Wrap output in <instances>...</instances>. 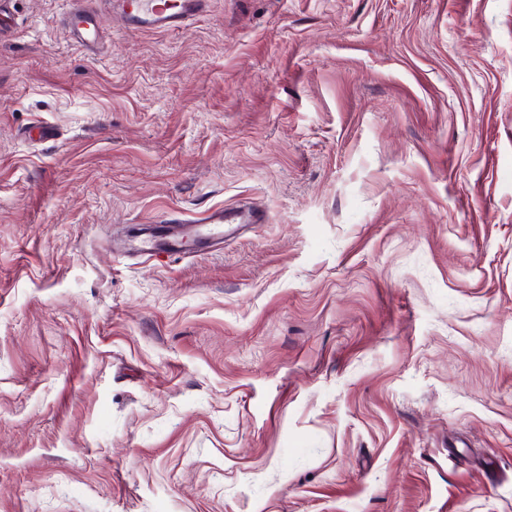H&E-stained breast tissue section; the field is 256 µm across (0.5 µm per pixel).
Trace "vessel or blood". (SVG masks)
<instances>
[{
	"mask_svg": "<svg viewBox=\"0 0 512 512\" xmlns=\"http://www.w3.org/2000/svg\"><path fill=\"white\" fill-rule=\"evenodd\" d=\"M209 0H178L176 6H164L162 0H115L122 23L132 29H149L175 32L193 23L205 10ZM60 22L69 38L87 54L98 55L105 42L104 31L98 17L89 8L87 0H68V7ZM266 217L249 208L229 207L212 210L200 218L198 225L187 236H171L162 246L168 253H182L186 240L216 242L222 240L234 224H261ZM155 239L137 245V252L153 255L158 246Z\"/></svg>",
	"mask_w": 512,
	"mask_h": 512,
	"instance_id": "vessel-or-blood-1",
	"label": "vessel or blood"
}]
</instances>
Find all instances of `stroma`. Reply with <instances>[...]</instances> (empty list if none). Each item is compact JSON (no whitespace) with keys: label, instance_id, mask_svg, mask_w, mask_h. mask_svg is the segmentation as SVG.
Here are the masks:
<instances>
[{"label":"stroma","instance_id":"1","mask_svg":"<svg viewBox=\"0 0 512 512\" xmlns=\"http://www.w3.org/2000/svg\"><path fill=\"white\" fill-rule=\"evenodd\" d=\"M65 8L0 0V512H512V0ZM88 0H68V8L62 14L60 23L69 38L88 55H98L105 42L104 30L98 16L88 8ZM209 0H179L166 7L160 0H114L119 19L132 29L175 32L193 23ZM266 222L264 214L255 212L249 208L229 207L212 210L199 218L191 225L193 228L182 236H168V239L161 243L168 254L177 255L183 252V246L187 239L202 243L204 240L211 242H224V235L229 231L232 224H262Z\"/></svg>","mask_w":512,"mask_h":512}]
</instances>
